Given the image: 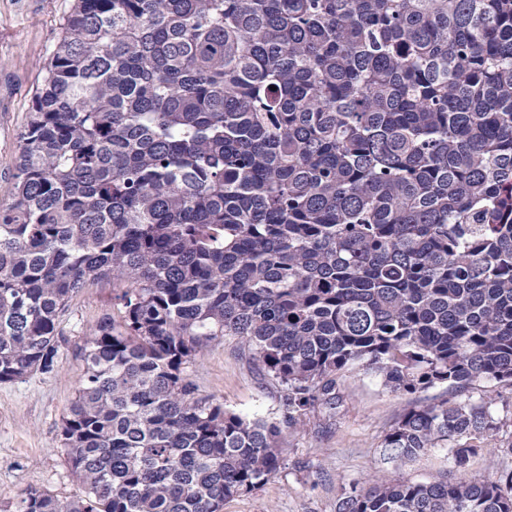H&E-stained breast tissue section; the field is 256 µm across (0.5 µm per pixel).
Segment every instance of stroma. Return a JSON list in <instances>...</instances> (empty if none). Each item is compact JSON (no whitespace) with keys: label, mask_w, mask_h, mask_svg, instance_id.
<instances>
[{"label":"stroma","mask_w":512,"mask_h":512,"mask_svg":"<svg viewBox=\"0 0 512 512\" xmlns=\"http://www.w3.org/2000/svg\"><path fill=\"white\" fill-rule=\"evenodd\" d=\"M72 0H0V203L10 201L18 133L32 108L43 67L60 45V27ZM122 283L102 281L72 298L60 321L61 349L53 373H31L0 383V497L41 487L63 500L82 496L61 446L63 419L85 363L81 348L103 318L122 317ZM198 397L249 419H281L283 386L251 359L238 337L203 341L183 366ZM335 411L308 410L302 424L283 428L287 465L259 489L226 499L222 512H336L344 487L380 478L429 482L462 477L494 480L512 471V387L476 386L471 401L492 399L501 420L466 467L453 469L447 449L433 448L395 464L379 452L384 435L409 409L451 398L440 384L414 394L389 392L374 373L349 369L338 381Z\"/></svg>","instance_id":"1"}]
</instances>
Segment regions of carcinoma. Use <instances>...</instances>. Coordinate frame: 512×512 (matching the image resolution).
Masks as SVG:
<instances>
[{
  "label": "carcinoma",
  "mask_w": 512,
  "mask_h": 512,
  "mask_svg": "<svg viewBox=\"0 0 512 512\" xmlns=\"http://www.w3.org/2000/svg\"><path fill=\"white\" fill-rule=\"evenodd\" d=\"M0 205V383L50 374L104 280L61 430L85 494L0 512H222L286 464L281 424L361 366L393 392L512 386V0H73ZM237 336L283 422L198 398ZM492 402L405 413L382 453L462 469ZM336 512H512L496 481H374Z\"/></svg>",
  "instance_id": "carcinoma-1"
}]
</instances>
